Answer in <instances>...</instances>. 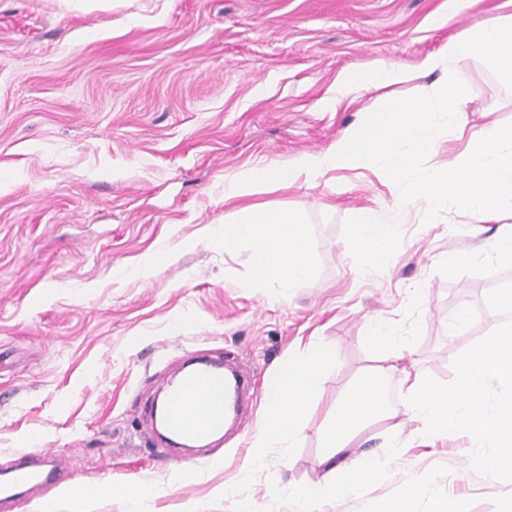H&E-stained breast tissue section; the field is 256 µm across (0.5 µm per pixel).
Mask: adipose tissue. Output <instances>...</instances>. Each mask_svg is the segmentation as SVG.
<instances>
[{
    "label": "adipose tissue",
    "mask_w": 512,
    "mask_h": 512,
    "mask_svg": "<svg viewBox=\"0 0 512 512\" xmlns=\"http://www.w3.org/2000/svg\"><path fill=\"white\" fill-rule=\"evenodd\" d=\"M406 75L400 64H375L343 75L337 92L345 97L357 87L398 84ZM351 240L364 271L369 273L387 262L399 241L398 228L378 224L373 214L364 211L351 227ZM219 241L228 249L241 244L249 246L252 284L291 288L311 273L310 247L299 213L266 205L243 206L233 223L222 226ZM368 335L382 363L361 374L337 399L322 433V443L333 457L343 453L361 429L390 414L385 381L394 369V361L403 357L400 340L384 320L372 321ZM335 359V348L317 341L300 358L288 361L277 372L267 397L264 421L253 435L257 452L243 464V473H250L260 463L261 449L283 448L300 438L303 416L312 397L325 384L324 368ZM374 476L372 468L350 465L334 471L328 485L297 488L294 495L300 512H314L322 497L358 492Z\"/></svg>",
    "instance_id": "1"
}]
</instances>
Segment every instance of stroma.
Wrapping results in <instances>:
<instances>
[{
  "instance_id": "35a3bbf8",
  "label": "stroma",
  "mask_w": 512,
  "mask_h": 512,
  "mask_svg": "<svg viewBox=\"0 0 512 512\" xmlns=\"http://www.w3.org/2000/svg\"><path fill=\"white\" fill-rule=\"evenodd\" d=\"M512 0H0V467L52 449L59 480L0 512H295L293 488L328 482L322 431L344 388L374 366L369 323L408 341L407 369L451 381L453 360L504 323L486 304L512 262L500 226L449 207L434 220L401 205L371 164L326 173L316 188L272 186L255 204L299 210L313 272L290 290L250 286V250H224L220 225L239 202L224 182L334 147L385 103L429 92L443 73L417 65ZM397 62L406 81L337 100L346 71ZM466 73V124L445 132L435 170L476 141L489 118L512 122V90L478 59ZM397 225L387 264L363 273L350 231L361 210ZM472 253L451 268L452 253ZM168 260L129 276L144 254ZM464 328H454L460 310ZM337 358L293 448H271L242 482L265 388L310 337ZM233 363L252 380L246 411L217 442L174 448L141 432L157 386L187 356ZM395 409L353 440L337 465L378 475L319 512H383L417 487L416 512L437 500L507 512L512 481L473 472L469 434L425 436ZM106 486L84 503L67 485ZM151 494L131 506L120 494Z\"/></svg>"
}]
</instances>
